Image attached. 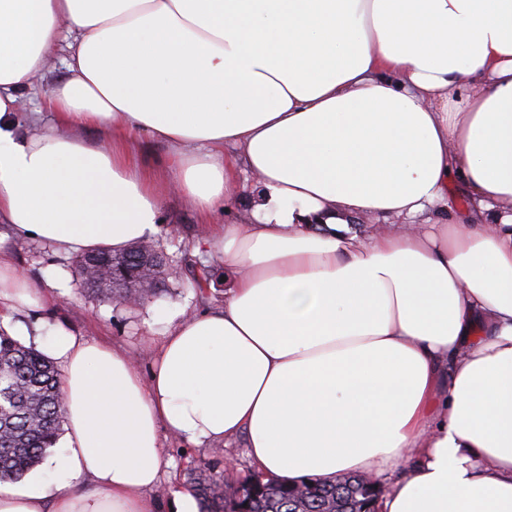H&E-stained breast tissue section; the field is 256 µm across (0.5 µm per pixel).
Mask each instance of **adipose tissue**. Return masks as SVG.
Masks as SVG:
<instances>
[{
  "instance_id": "1",
  "label": "adipose tissue",
  "mask_w": 512,
  "mask_h": 512,
  "mask_svg": "<svg viewBox=\"0 0 512 512\" xmlns=\"http://www.w3.org/2000/svg\"><path fill=\"white\" fill-rule=\"evenodd\" d=\"M47 79L48 111L19 119ZM144 138L166 157L135 159ZM456 181L472 207L444 223ZM242 191L202 240L224 305L153 310L149 378L35 322L66 433L0 480V512H157L164 430L245 437L290 485L405 455L380 512H512V0H0L11 234L120 253L169 194L207 219ZM45 288L0 235V326Z\"/></svg>"
}]
</instances>
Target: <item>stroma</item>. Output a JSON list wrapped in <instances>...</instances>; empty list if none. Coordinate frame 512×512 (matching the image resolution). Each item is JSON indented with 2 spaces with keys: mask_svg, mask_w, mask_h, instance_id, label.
<instances>
[{
  "mask_svg": "<svg viewBox=\"0 0 512 512\" xmlns=\"http://www.w3.org/2000/svg\"><path fill=\"white\" fill-rule=\"evenodd\" d=\"M162 216L164 222L157 241L168 259L163 273L164 290L141 305L85 297L73 273L74 255L54 252L52 247L37 240L10 239L8 247L20 270L37 279L51 275L61 285L53 304L35 309V316L46 317L88 339L121 345L136 357L142 374H149L156 342L165 330L164 325L150 320L149 309L169 307L195 314L224 303V265L206 249L198 248L202 226L197 213L185 208L178 197L171 196L163 204ZM202 267L208 269L209 279L206 287L199 289L194 278ZM162 446L165 458L172 464V478L184 486L189 483L191 469L202 461L219 469L225 461H232L230 476L235 480L250 478L255 473L241 438L224 445L196 447L166 434Z\"/></svg>",
  "mask_w": 512,
  "mask_h": 512,
  "instance_id": "obj_1",
  "label": "stroma"
}]
</instances>
